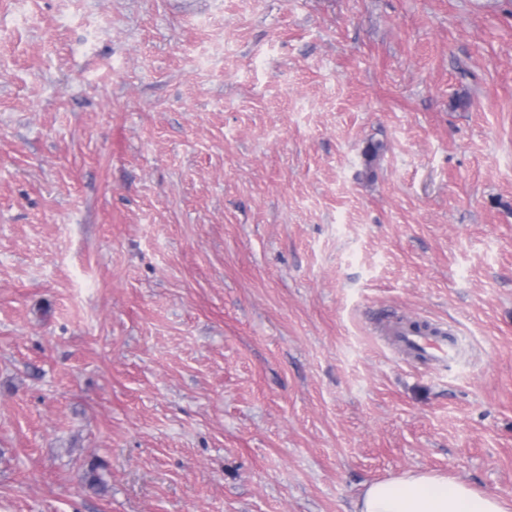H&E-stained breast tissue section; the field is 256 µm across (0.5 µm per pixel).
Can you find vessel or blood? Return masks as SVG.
Here are the masks:
<instances>
[{
    "instance_id": "vessel-or-blood-1",
    "label": "vessel or blood",
    "mask_w": 512,
    "mask_h": 512,
    "mask_svg": "<svg viewBox=\"0 0 512 512\" xmlns=\"http://www.w3.org/2000/svg\"><path fill=\"white\" fill-rule=\"evenodd\" d=\"M386 332L404 353L426 364L444 368L460 354L458 337L443 323L402 319L390 322Z\"/></svg>"
}]
</instances>
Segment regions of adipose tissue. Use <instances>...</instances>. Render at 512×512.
I'll return each mask as SVG.
<instances>
[{"label": "adipose tissue", "instance_id": "adipose-tissue-1", "mask_svg": "<svg viewBox=\"0 0 512 512\" xmlns=\"http://www.w3.org/2000/svg\"><path fill=\"white\" fill-rule=\"evenodd\" d=\"M353 512H512L503 497L429 472H408L368 485Z\"/></svg>", "mask_w": 512, "mask_h": 512}]
</instances>
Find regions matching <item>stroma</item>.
<instances>
[{"label": "stroma", "mask_w": 512, "mask_h": 512, "mask_svg": "<svg viewBox=\"0 0 512 512\" xmlns=\"http://www.w3.org/2000/svg\"><path fill=\"white\" fill-rule=\"evenodd\" d=\"M407 471L512 500V0H0V512ZM386 332L404 353L423 363L448 368L459 358V338L444 323L402 319L390 322Z\"/></svg>", "instance_id": "obj_1"}]
</instances>
